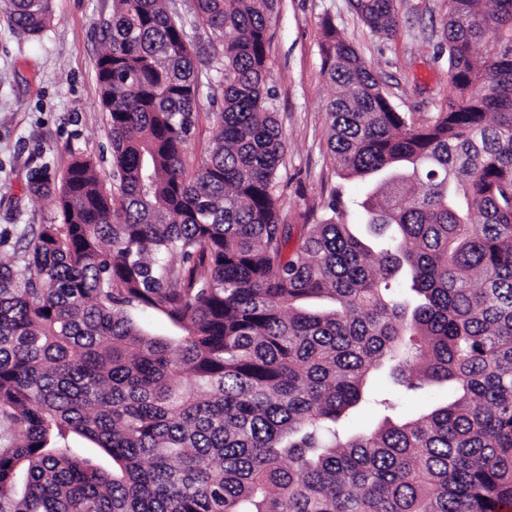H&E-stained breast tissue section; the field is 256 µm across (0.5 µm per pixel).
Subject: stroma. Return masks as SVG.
I'll return each mask as SVG.
<instances>
[{
  "mask_svg": "<svg viewBox=\"0 0 512 512\" xmlns=\"http://www.w3.org/2000/svg\"><path fill=\"white\" fill-rule=\"evenodd\" d=\"M42 36L15 29L0 9V262L18 264L34 229L62 218L55 197L27 190L36 166L62 175L73 158L92 160L101 178L112 168L108 114L100 104L96 62L104 49L103 22L112 0H53ZM446 11L443 0H402L401 25L390 39L373 35L349 0H279L267 51V87L285 143L278 174L283 216L301 223L321 214L332 188L351 201L363 191L339 180L327 148V104L332 87L321 73L320 22L330 17L383 81L400 111L424 116L448 97L446 59H434ZM222 56L202 68L199 120L184 162L195 170L213 145V112L223 105Z\"/></svg>",
  "mask_w": 512,
  "mask_h": 512,
  "instance_id": "obj_1",
  "label": "stroma"
}]
</instances>
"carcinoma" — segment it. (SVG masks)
I'll list each match as a JSON object with an SVG mask.
<instances>
[{
	"mask_svg": "<svg viewBox=\"0 0 512 512\" xmlns=\"http://www.w3.org/2000/svg\"><path fill=\"white\" fill-rule=\"evenodd\" d=\"M166 3L113 0L103 30L116 191L89 160L35 170L63 223L0 263V512H512V0H445L450 93L425 117L321 21L328 148L374 249L338 188L282 218L276 0H194L224 104L187 171L198 59ZM400 3L351 0L385 37ZM0 8L38 36L52 0ZM380 375L388 415L350 431Z\"/></svg>",
	"mask_w": 512,
	"mask_h": 512,
	"instance_id": "carcinoma-1",
	"label": "carcinoma"
}]
</instances>
